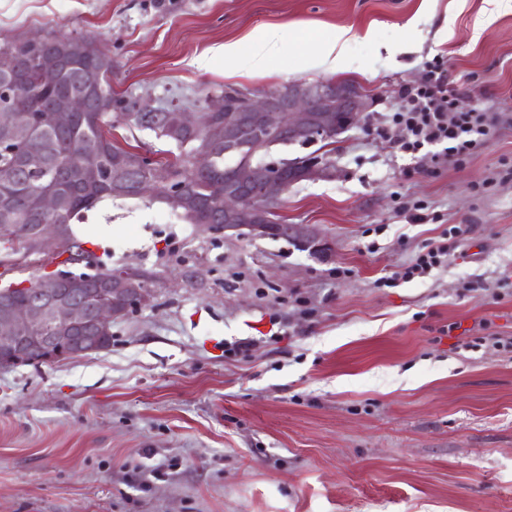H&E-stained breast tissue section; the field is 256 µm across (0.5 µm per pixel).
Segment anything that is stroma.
<instances>
[{
  "label": "stroma",
  "mask_w": 512,
  "mask_h": 512,
  "mask_svg": "<svg viewBox=\"0 0 512 512\" xmlns=\"http://www.w3.org/2000/svg\"><path fill=\"white\" fill-rule=\"evenodd\" d=\"M262 27L283 34L268 73L242 58L225 76L217 48ZM341 27L350 68L334 72L318 43ZM52 28L107 51L127 102L306 80L354 83L371 107L268 155L330 162L276 207L318 251L227 239L157 198L73 222L91 262L143 274L152 299L113 322L109 350L0 370V512H512V348L493 342L512 337V0H0V39ZM435 58L469 77L459 100L506 118L442 168L379 134ZM113 136L177 153L148 130ZM415 201L438 221H410ZM455 224L447 266L378 286ZM85 270L55 238L0 261V289Z\"/></svg>",
  "instance_id": "stroma-1"
}]
</instances>
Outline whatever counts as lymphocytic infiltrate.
<instances>
[{
	"label": "lymphocytic infiltrate",
	"mask_w": 512,
	"mask_h": 512,
	"mask_svg": "<svg viewBox=\"0 0 512 512\" xmlns=\"http://www.w3.org/2000/svg\"><path fill=\"white\" fill-rule=\"evenodd\" d=\"M458 89L441 63L427 66L421 84L401 86L398 109L391 122L400 135L396 140L400 152L414 155L422 149L434 148L437 166L460 162L482 146L498 121L495 113L475 108L456 111ZM468 229L456 224L448 229L447 240L426 243L415 258L391 276L382 278V286L398 287L417 278H424L448 262L450 246L458 242Z\"/></svg>",
	"instance_id": "f902f5d3"
}]
</instances>
